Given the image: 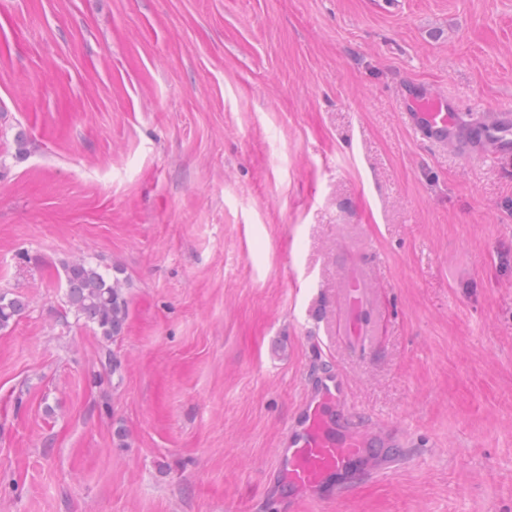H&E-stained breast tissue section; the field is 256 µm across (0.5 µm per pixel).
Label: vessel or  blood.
<instances>
[{
  "mask_svg": "<svg viewBox=\"0 0 512 512\" xmlns=\"http://www.w3.org/2000/svg\"><path fill=\"white\" fill-rule=\"evenodd\" d=\"M402 100L404 122L419 139L441 146L459 141L462 118L455 99L410 85ZM477 132L500 137L501 150L511 148L512 106L482 115ZM409 435L407 428L385 420L370 432L355 428L347 376L339 369L326 371L307 384L270 480L289 502L326 503L350 485L353 475L369 470L380 478L400 465Z\"/></svg>",
  "mask_w": 512,
  "mask_h": 512,
  "instance_id": "vessel-or-blood-1",
  "label": "vessel or blood"
}]
</instances>
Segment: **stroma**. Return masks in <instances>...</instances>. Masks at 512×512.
Listing matches in <instances>:
<instances>
[{"label": "stroma", "instance_id": "stroma-1", "mask_svg": "<svg viewBox=\"0 0 512 512\" xmlns=\"http://www.w3.org/2000/svg\"><path fill=\"white\" fill-rule=\"evenodd\" d=\"M407 81L512 102V0H0V512H288L335 367L412 461L301 512H512V164L416 138ZM67 307L111 342L123 332L128 305L123 280L86 258L62 265ZM27 301L21 296H10L0 293V329H5L14 323L25 311Z\"/></svg>", "mask_w": 512, "mask_h": 512}]
</instances>
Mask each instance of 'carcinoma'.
<instances>
[{
	"mask_svg": "<svg viewBox=\"0 0 512 512\" xmlns=\"http://www.w3.org/2000/svg\"><path fill=\"white\" fill-rule=\"evenodd\" d=\"M67 307L110 342L123 332L128 305L123 280L86 258H75L62 265ZM21 296L0 293V329L14 323L25 311Z\"/></svg>",
	"mask_w": 512,
	"mask_h": 512,
	"instance_id": "obj_1",
	"label": "carcinoma"
}]
</instances>
